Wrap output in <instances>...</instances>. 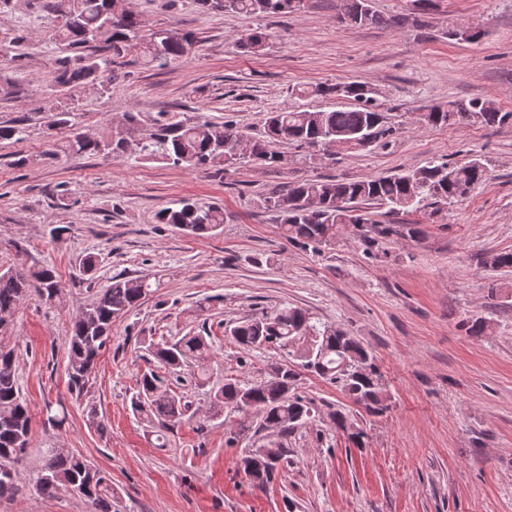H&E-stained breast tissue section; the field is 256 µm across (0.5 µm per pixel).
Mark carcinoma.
<instances>
[{"label": "carcinoma", "mask_w": 512, "mask_h": 512, "mask_svg": "<svg viewBox=\"0 0 512 512\" xmlns=\"http://www.w3.org/2000/svg\"><path fill=\"white\" fill-rule=\"evenodd\" d=\"M202 11L236 14L283 15L299 9L302 0H194ZM54 15L52 40L66 44L72 55L56 59L53 82L56 87L79 88L88 83L104 84L116 76L132 57L145 66L163 67L188 55L194 44L189 32L158 29L146 33L140 16L131 11L127 0H46ZM345 19L354 26L385 24L373 9L372 0H347ZM267 34L260 30L241 35L237 43L247 53L259 54ZM311 95H334L355 102L346 110L309 111L287 107L269 113L264 136L255 139L232 125L216 126L208 121H173L156 125L140 147V155L162 160L175 167H207L218 175L245 159L268 165L282 159L277 147L293 144L318 147L329 139L349 140L347 152L364 151L390 136L384 116L359 82L321 86ZM46 112L49 127L71 130L76 125L74 109L62 107L51 98ZM457 113L472 121L493 127L512 120L490 101L469 105H436L426 113L432 127L448 124ZM124 129L99 137L74 134L62 142L67 155H120L126 142ZM489 171L478 159L462 164L442 162L393 176L363 180L304 179L288 185L284 193L265 198L288 243L316 253L331 244L343 230H356L367 250L379 241L394 237L416 238L415 224H379L365 210L367 205L388 208L390 213L405 212L424 199L451 202L468 196L485 183ZM160 224H171L191 236L203 237L224 224V210L205 202L181 200L156 215ZM485 264L494 270L512 269V251L490 255ZM160 281L147 277L112 278L92 301L73 319L67 341V376L71 392L81 395L97 360L111 341L112 323L137 307ZM59 292L55 269L32 256L15 268L0 273V314L14 315L25 299L36 296L48 303ZM10 322L0 321V484L19 489L15 463L31 441V413L18 382L16 348L8 336ZM238 344L251 349H273L281 359L270 364L266 379L259 383L227 380L211 391V418L224 415L227 408H250L261 415L260 428L275 432L244 452L241 466L252 483L264 488L291 462L294 449L288 437L315 420V402L295 393L301 372L312 373L340 387L353 404L366 414L379 417L391 407V395L375 356L347 331L333 325L312 322L300 307H282L225 327ZM212 345L207 337L188 334L151 350L156 362L170 372L206 359ZM161 377L153 371L143 374L132 398V410L158 429V437L188 415L190 406L183 399L161 390ZM331 427L342 432L356 448L366 445V433L345 409L329 413ZM35 490L47 497L61 490L88 501L93 512H113L115 499L112 480L106 472L65 449L47 450L42 468L32 479Z\"/></svg>", "instance_id": "carcinoma-1"}]
</instances>
